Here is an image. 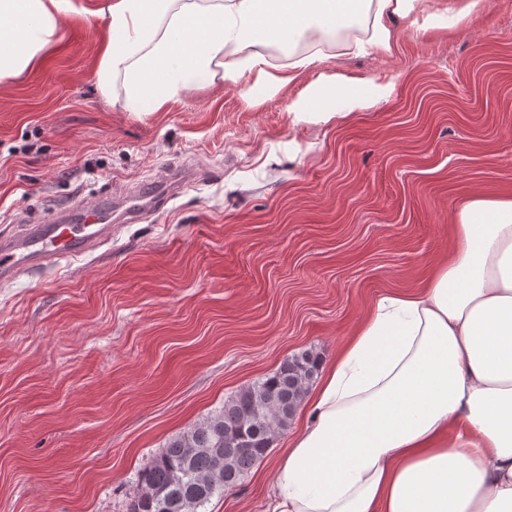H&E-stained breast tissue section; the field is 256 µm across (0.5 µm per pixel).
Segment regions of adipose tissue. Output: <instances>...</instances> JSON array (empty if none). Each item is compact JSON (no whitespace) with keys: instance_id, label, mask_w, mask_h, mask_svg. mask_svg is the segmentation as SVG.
Here are the masks:
<instances>
[{"instance_id":"ef3b65f1","label":"adipose tissue","mask_w":512,"mask_h":512,"mask_svg":"<svg viewBox=\"0 0 512 512\" xmlns=\"http://www.w3.org/2000/svg\"><path fill=\"white\" fill-rule=\"evenodd\" d=\"M477 0H101L96 73L104 98L159 111L217 82L269 99L306 71L288 106L326 120L386 99L389 84L323 72L299 44L361 28L352 52L390 51L396 23L448 28ZM75 0H0V85L55 44ZM277 46L287 64H272ZM456 249L419 291L378 299L326 365L287 449L272 463L269 512H512V198L455 211Z\"/></svg>"}]
</instances>
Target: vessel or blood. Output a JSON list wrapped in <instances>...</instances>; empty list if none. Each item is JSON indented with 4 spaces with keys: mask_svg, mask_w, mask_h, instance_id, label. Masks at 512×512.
Listing matches in <instances>:
<instances>
[{
    "mask_svg": "<svg viewBox=\"0 0 512 512\" xmlns=\"http://www.w3.org/2000/svg\"><path fill=\"white\" fill-rule=\"evenodd\" d=\"M189 173L169 170L165 177L126 189L114 200L124 208L127 223L146 219L157 203L175 196ZM112 236V218L96 205L58 210L37 224H24L0 235V280L67 258L94 252Z\"/></svg>",
    "mask_w": 512,
    "mask_h": 512,
    "instance_id": "obj_1",
    "label": "vessel or blood"
}]
</instances>
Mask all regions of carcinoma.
<instances>
[{
  "mask_svg": "<svg viewBox=\"0 0 512 512\" xmlns=\"http://www.w3.org/2000/svg\"><path fill=\"white\" fill-rule=\"evenodd\" d=\"M321 363L311 349L286 357L219 412L170 439L140 469L129 512H201L236 487L288 428Z\"/></svg>",
  "mask_w": 512,
  "mask_h": 512,
  "instance_id": "1",
  "label": "carcinoma"
}]
</instances>
